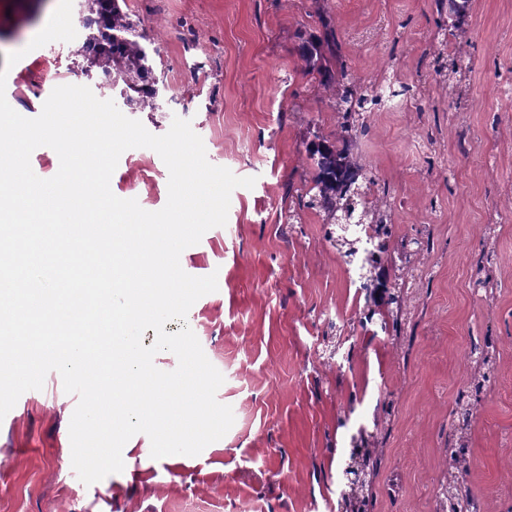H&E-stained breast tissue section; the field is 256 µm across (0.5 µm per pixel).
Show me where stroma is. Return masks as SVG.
<instances>
[{
	"label": "stroma",
	"mask_w": 512,
	"mask_h": 512,
	"mask_svg": "<svg viewBox=\"0 0 512 512\" xmlns=\"http://www.w3.org/2000/svg\"><path fill=\"white\" fill-rule=\"evenodd\" d=\"M0 0L6 96L27 118L59 84L119 100L111 75L73 41L37 49L45 8ZM154 48L156 109L124 115L155 135L190 120L210 163L255 178L230 197L227 223L180 256L216 275L186 320L223 375L234 424L196 456L125 444L122 472L92 485L71 464L76 395L57 372L0 421V512H340V465L360 426H377L369 512H433L445 448L472 450L470 484L487 512L512 493V0H471L450 28L440 0H121ZM332 36L349 82L408 84L404 111L336 109V86L302 72L300 48ZM28 54L6 67L16 47ZM347 143L375 179L390 233L363 290L323 211L308 208L310 148ZM168 169L149 148L125 151L113 194L164 207ZM399 296L400 306L390 299ZM491 344L497 390L474 393L471 349ZM473 419L455 424L459 397Z\"/></svg>",
	"instance_id": "1"
}]
</instances>
